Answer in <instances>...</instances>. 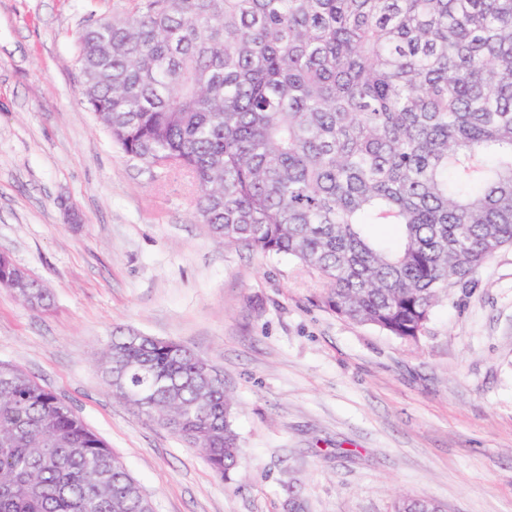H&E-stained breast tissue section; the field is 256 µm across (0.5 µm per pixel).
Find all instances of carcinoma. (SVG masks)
Segmentation results:
<instances>
[{
	"label": "carcinoma",
	"instance_id": "carcinoma-1",
	"mask_svg": "<svg viewBox=\"0 0 512 512\" xmlns=\"http://www.w3.org/2000/svg\"><path fill=\"white\" fill-rule=\"evenodd\" d=\"M75 40L83 103L124 154L188 174L212 237L292 259L341 318L415 341L512 247V0H133ZM0 286L50 305L11 262ZM100 367L216 474L239 464L213 365L129 333ZM148 508L72 406L0 362V512Z\"/></svg>",
	"mask_w": 512,
	"mask_h": 512
}]
</instances>
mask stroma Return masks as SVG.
Wrapping results in <instances>:
<instances>
[{
  "instance_id": "1",
  "label": "stroma",
  "mask_w": 512,
  "mask_h": 512,
  "mask_svg": "<svg viewBox=\"0 0 512 512\" xmlns=\"http://www.w3.org/2000/svg\"><path fill=\"white\" fill-rule=\"evenodd\" d=\"M131 7L0 0V253L53 295L0 288V362L73 406L153 512H512V247L406 342L338 317L293 261L224 246L193 180L151 177L81 100L75 32ZM129 331L220 370L228 478L115 395L97 354Z\"/></svg>"
}]
</instances>
